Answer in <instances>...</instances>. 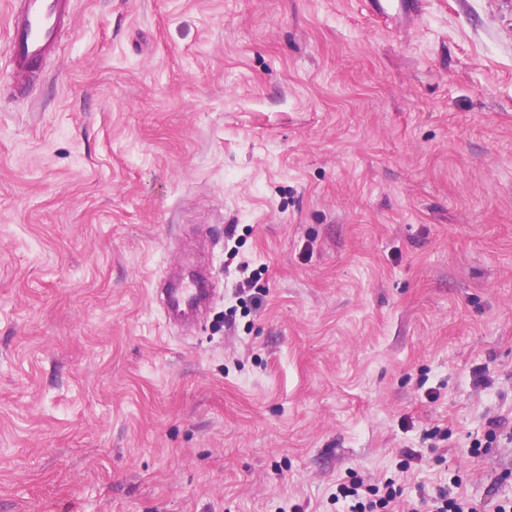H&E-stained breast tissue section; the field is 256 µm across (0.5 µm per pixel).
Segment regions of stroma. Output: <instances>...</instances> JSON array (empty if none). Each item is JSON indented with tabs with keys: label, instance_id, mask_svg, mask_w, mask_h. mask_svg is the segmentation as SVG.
I'll use <instances>...</instances> for the list:
<instances>
[{
	"label": "stroma",
	"instance_id": "stroma-1",
	"mask_svg": "<svg viewBox=\"0 0 512 512\" xmlns=\"http://www.w3.org/2000/svg\"><path fill=\"white\" fill-rule=\"evenodd\" d=\"M493 416L512 0H71L26 82L0 53V512H495ZM457 480L440 488L435 494H420L414 500H400L402 492L394 481H388L382 488L364 484L363 480H353L337 488L336 499L340 497L349 504L350 512H481L480 503L458 491ZM399 508V510H394Z\"/></svg>",
	"mask_w": 512,
	"mask_h": 512
}]
</instances>
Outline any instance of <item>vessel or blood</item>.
<instances>
[{"label": "vessel or blood", "instance_id": "vessel-or-blood-1", "mask_svg": "<svg viewBox=\"0 0 512 512\" xmlns=\"http://www.w3.org/2000/svg\"><path fill=\"white\" fill-rule=\"evenodd\" d=\"M10 72L18 79L29 75L33 61L50 54L65 27L70 0H8Z\"/></svg>", "mask_w": 512, "mask_h": 512}]
</instances>
